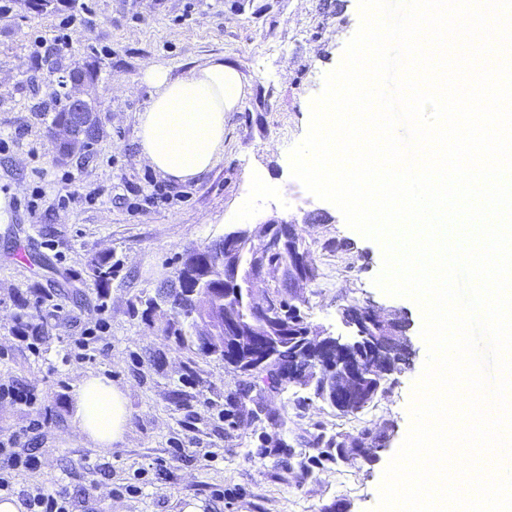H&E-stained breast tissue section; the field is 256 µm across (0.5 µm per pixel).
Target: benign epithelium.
Returning a JSON list of instances; mask_svg holds the SVG:
<instances>
[{
  "label": "benign epithelium",
  "instance_id": "benign-epithelium-1",
  "mask_svg": "<svg viewBox=\"0 0 512 512\" xmlns=\"http://www.w3.org/2000/svg\"><path fill=\"white\" fill-rule=\"evenodd\" d=\"M69 112L72 119L55 130L54 141L60 143L74 138H85L90 126L96 123L94 106L80 97L69 99ZM226 242L224 254L242 258L267 256L287 248L292 253L288 265V279L293 288H301L313 281L317 275L316 266L309 261L308 251L301 247L293 221L269 220L263 225V233L255 240L246 230H235L224 235ZM270 267L260 262H248L244 272L243 286L248 293V309L257 325L238 321L231 312L232 295L224 293L219 299L212 287L217 280H228L229 273L239 275V267L213 270L208 275L209 289L194 293L193 305L195 333L205 355H219L227 341H243L250 338L257 360L249 358L238 362L247 372L265 374L267 386L280 390L285 386L296 385L313 388V395L320 400H328L339 411L359 412L374 399L386 392L389 375L387 363L381 362L373 367V383L363 382L362 358L365 352L373 349V336L382 323L372 305L360 306L348 304L342 307L343 322L353 329L349 338L341 336L311 337L312 330L302 332L299 354L288 359V368L280 370L277 364L284 360L283 341L297 337L294 323L281 321L279 315L270 307V292L273 285L267 279ZM390 354L406 361L410 354L409 340L404 334H393L389 342ZM337 373V377L328 379V374Z\"/></svg>",
  "mask_w": 512,
  "mask_h": 512
}]
</instances>
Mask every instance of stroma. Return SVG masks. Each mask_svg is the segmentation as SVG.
<instances>
[{
  "instance_id": "1",
  "label": "stroma",
  "mask_w": 512,
  "mask_h": 512,
  "mask_svg": "<svg viewBox=\"0 0 512 512\" xmlns=\"http://www.w3.org/2000/svg\"><path fill=\"white\" fill-rule=\"evenodd\" d=\"M79 36L44 49L63 23ZM360 24L359 0H0V385L31 390L32 406L0 397V430L20 431L36 469L12 473V493L66 487L73 512H374L384 471L411 425L408 407L427 347L422 312L375 283L380 245L291 175L311 102ZM211 60L240 73L246 96L224 115V154L197 180L175 183L143 157L137 116L149 103L146 65L170 75ZM94 64L83 92L98 118L89 151L54 157L48 136L71 69ZM323 212L322 222H305ZM271 218L297 220L319 271L304 289L308 322L349 335L340 308L371 303L409 323V361L356 415L311 389H266L213 356L179 348L171 315L148 298L185 253ZM344 248L333 251L335 243ZM112 258L101 286L92 259ZM37 304L44 336L15 332L20 301ZM128 396L123 443L103 450L74 432L70 397L82 375ZM385 431L371 459L330 462L324 442Z\"/></svg>"
}]
</instances>
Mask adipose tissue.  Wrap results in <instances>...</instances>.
Here are the masks:
<instances>
[{
	"label": "adipose tissue",
	"mask_w": 512,
	"mask_h": 512,
	"mask_svg": "<svg viewBox=\"0 0 512 512\" xmlns=\"http://www.w3.org/2000/svg\"><path fill=\"white\" fill-rule=\"evenodd\" d=\"M142 79L153 95L138 116L142 155L177 182L207 173L224 153V115L244 95L235 69L211 61L170 76L160 65L147 66ZM73 422L85 442L110 449L123 441L129 422L128 401L108 378L87 374L72 391Z\"/></svg>",
	"instance_id": "adipose-tissue-1"
}]
</instances>
